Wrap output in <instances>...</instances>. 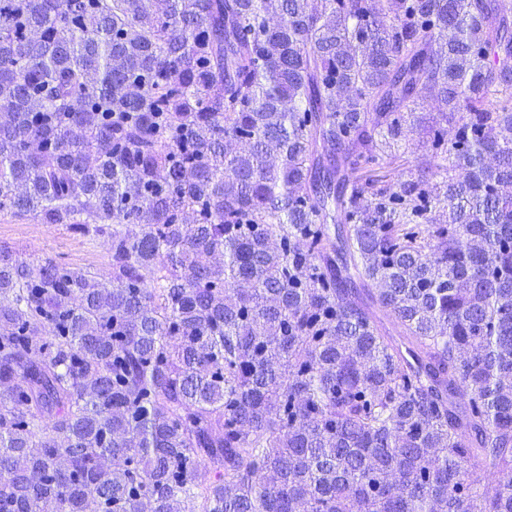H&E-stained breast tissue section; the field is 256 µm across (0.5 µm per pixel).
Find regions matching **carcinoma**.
<instances>
[{
    "mask_svg": "<svg viewBox=\"0 0 512 512\" xmlns=\"http://www.w3.org/2000/svg\"><path fill=\"white\" fill-rule=\"evenodd\" d=\"M511 61L508 0H0V215L111 252L0 246V512H512ZM0 245L10 247L31 266L52 260L104 275L110 269L108 244L102 239L84 236L68 224H35L2 216Z\"/></svg>",
    "mask_w": 512,
    "mask_h": 512,
    "instance_id": "carcinoma-1",
    "label": "carcinoma"
}]
</instances>
